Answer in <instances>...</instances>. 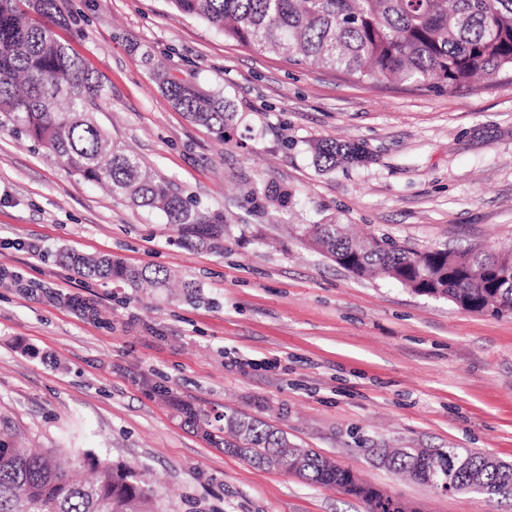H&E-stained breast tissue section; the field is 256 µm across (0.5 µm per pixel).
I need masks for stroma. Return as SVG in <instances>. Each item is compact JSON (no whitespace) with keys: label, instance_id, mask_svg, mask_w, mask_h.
<instances>
[{"label":"stroma","instance_id":"1","mask_svg":"<svg viewBox=\"0 0 512 512\" xmlns=\"http://www.w3.org/2000/svg\"><path fill=\"white\" fill-rule=\"evenodd\" d=\"M64 39L107 88L113 141L185 196L223 209L224 248L188 250L132 206L0 128V426L31 448L145 474L156 512H366L339 490L256 467L201 438L168 396L275 424L410 512H512L375 465L373 448H463L512 464V316L360 278L295 224H348L423 251L512 244V84L476 91L357 81L225 41L168 0H67ZM223 93V137L157 71ZM362 144L325 170L317 141ZM284 187L289 208H266ZM176 271L196 297L83 279L55 254ZM99 311L90 320L67 304Z\"/></svg>","mask_w":512,"mask_h":512}]
</instances>
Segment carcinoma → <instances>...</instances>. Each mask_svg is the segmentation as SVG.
I'll use <instances>...</instances> for the list:
<instances>
[{
    "label": "carcinoma",
    "mask_w": 512,
    "mask_h": 512,
    "mask_svg": "<svg viewBox=\"0 0 512 512\" xmlns=\"http://www.w3.org/2000/svg\"><path fill=\"white\" fill-rule=\"evenodd\" d=\"M224 39L296 64L311 62L357 80L402 81L416 87L476 90L512 81V0H168ZM70 23L66 0H0V115L81 179L108 188L138 207L164 213L191 248L224 246V211L202 206L159 178L151 167L112 144L93 112L106 88L85 58L56 29ZM161 91L192 121L219 138L233 119L218 93L157 74ZM326 168L362 160L355 143L320 142ZM301 235L327 257L352 263L359 277L418 283L475 314H512V250L487 254L446 248L417 251L388 237L348 235L341 224H300ZM57 261L78 274L158 292L170 287L166 269L131 267L110 255L61 250ZM178 411L203 439L268 470L293 472L311 485L360 499L367 512H385L381 492L351 470L302 448L268 422L229 409L202 418ZM386 468L428 484L433 472L453 474L462 487L479 483L492 501L512 500V464L481 452L444 448H381ZM0 512H152L151 494L134 469L88 453L73 459L0 440Z\"/></svg>",
    "instance_id": "carcinoma-1"
}]
</instances>
